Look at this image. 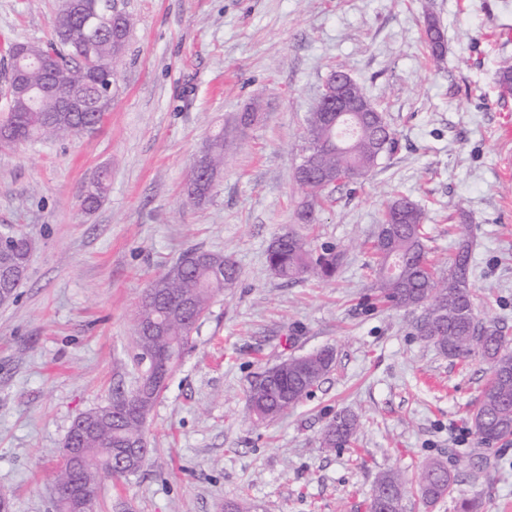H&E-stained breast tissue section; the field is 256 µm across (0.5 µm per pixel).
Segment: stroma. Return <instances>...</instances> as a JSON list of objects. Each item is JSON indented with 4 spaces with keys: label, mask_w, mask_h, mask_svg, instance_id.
Masks as SVG:
<instances>
[{
    "label": "stroma",
    "mask_w": 512,
    "mask_h": 512,
    "mask_svg": "<svg viewBox=\"0 0 512 512\" xmlns=\"http://www.w3.org/2000/svg\"><path fill=\"white\" fill-rule=\"evenodd\" d=\"M134 20L115 64L112 110L99 129L0 152V225L35 243L27 278L0 307V493L12 512H56L51 489L72 422L130 391L138 301L191 247L237 265L147 419L152 453L135 476L103 480L97 512H368L377 478L407 479L403 512H512V444L480 448L467 417L489 377L482 358L441 354L418 336L420 309L375 299L370 241L386 203L425 211L432 255L450 261L459 211L472 226L478 320L512 337V0H112ZM58 0H0V57L49 39ZM447 55L433 63L426 15ZM349 73L377 104L396 148L360 183L331 188L307 232L336 245L326 282H286L266 263L296 227L295 180L305 118L331 72ZM259 105L209 202L185 186L205 140ZM108 171L92 209L88 183ZM335 363L313 392L260 422L251 383L279 360L324 347ZM359 420L354 443L321 445L336 414ZM442 463L453 497L424 506L422 466Z\"/></svg>",
    "instance_id": "obj_1"
}]
</instances>
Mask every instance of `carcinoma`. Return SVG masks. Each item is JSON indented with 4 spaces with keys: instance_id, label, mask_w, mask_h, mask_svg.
Segmentation results:
<instances>
[{
    "instance_id": "carcinoma-1",
    "label": "carcinoma",
    "mask_w": 512,
    "mask_h": 512,
    "mask_svg": "<svg viewBox=\"0 0 512 512\" xmlns=\"http://www.w3.org/2000/svg\"><path fill=\"white\" fill-rule=\"evenodd\" d=\"M114 26L111 32L97 38L94 49V71L104 79H112L114 63L125 53L130 27ZM424 43L431 59L439 62L445 55V44L439 22L429 17L425 23ZM86 29L77 16L55 14L52 38L46 43L24 42V63L31 65L33 84L47 90L27 102H4L0 112V148L20 143L64 140L83 132L86 125L101 122L104 112H58L57 94L48 83L69 88L91 83L89 71L79 57L85 55ZM53 53L59 68L51 75L35 62ZM249 114H235L220 130L206 140L203 149L204 170L192 172L186 186V198L199 205L206 202L224 170V159L239 141ZM305 140L322 142L318 164L336 181L353 182L354 169L367 172L378 166L382 157L396 147V138L383 115L361 112L356 115L351 132L344 138L331 129L319 112L308 118ZM304 194L298 212V223H316L317 213L329 201V188L317 178L302 180ZM108 189V174L100 173L86 188L83 204L92 207ZM424 210L404 196L394 198L386 207L381 222L375 225L371 250L374 258V284L380 301L394 308H424V316L416 326L418 336L439 352L455 358L480 356L488 361L491 374L476 407L469 414L478 443L490 446L512 442V340L494 326L479 323L473 303L471 283V225L458 242L457 251L448 265L442 267L429 256ZM15 259L29 267L34 249L23 233L7 229ZM336 247L327 245L314 252L307 237L288 230L271 243L267 262L270 271L280 279L295 281L331 278L338 265ZM236 264L219 253L200 249L186 251L172 267L159 273L148 284L136 313L137 353L141 364L144 356L152 357L148 366L156 376L140 379L126 394L112 397V412L102 414L91 426L81 448L85 466L78 471L65 461L66 448L57 450L60 463L53 479L54 494L79 485L95 494L105 478L116 480L136 474L150 455L145 423L159 399L168 375L181 364L192 333L206 316L212 301L224 294L238 279ZM24 280L16 279L8 287L0 285V306L13 304ZM334 350L326 347L308 355L282 360L265 369L248 391L249 406L260 421L274 419L297 406L329 373L334 363ZM357 431V419L347 413L337 414L325 427L321 443L332 450L350 443ZM405 481L398 472L382 475L370 501L388 505L397 512ZM418 490L429 506L454 492V480L446 468L429 462L418 475Z\"/></svg>"
}]
</instances>
